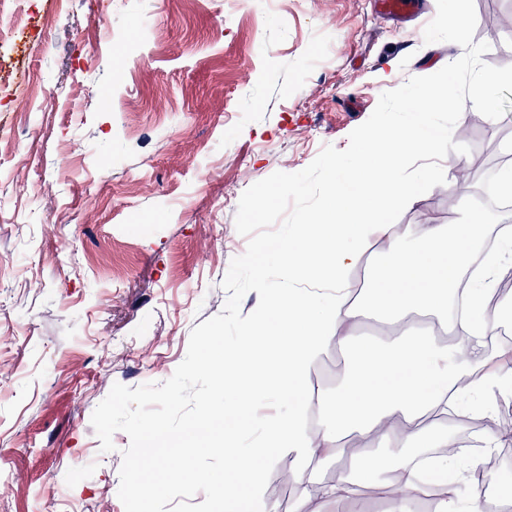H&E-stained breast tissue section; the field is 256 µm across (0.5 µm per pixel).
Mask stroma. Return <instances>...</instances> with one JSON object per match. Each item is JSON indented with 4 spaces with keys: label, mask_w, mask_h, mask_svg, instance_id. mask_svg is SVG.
Returning a JSON list of instances; mask_svg holds the SVG:
<instances>
[{
    "label": "stroma",
    "mask_w": 512,
    "mask_h": 512,
    "mask_svg": "<svg viewBox=\"0 0 512 512\" xmlns=\"http://www.w3.org/2000/svg\"><path fill=\"white\" fill-rule=\"evenodd\" d=\"M420 2L394 20L377 0H17L24 38L0 45L29 82L0 103V512H124L129 438L101 452L93 411L113 384L169 379L191 330L222 312L247 188L345 149L381 93L461 57L425 43L436 0ZM474 2L483 61L512 65V27L494 20L512 0ZM496 95L487 122L432 117L481 197L512 145V82ZM414 162L440 172L390 223H462L456 171ZM480 463L499 512L512 447ZM258 468L264 500L294 512L301 482L282 494L281 464Z\"/></svg>",
    "instance_id": "1"
}]
</instances>
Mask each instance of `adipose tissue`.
I'll return each instance as SVG.
<instances>
[{
  "label": "adipose tissue",
  "instance_id": "adipose-tissue-1",
  "mask_svg": "<svg viewBox=\"0 0 512 512\" xmlns=\"http://www.w3.org/2000/svg\"><path fill=\"white\" fill-rule=\"evenodd\" d=\"M479 81L483 91L467 99L447 83L429 87L418 109L427 115L454 112L463 125L482 121L497 98L488 89L492 77ZM444 136L430 123L419 134L394 125L370 131L364 142L371 152H383L384 162L356 178L349 177L343 157L329 158L324 169L335 204L332 214L310 216L277 247L290 289L269 285L265 268L255 267L264 304L224 354V408L239 414L250 409L259 394L250 363L269 358L275 370L268 393L286 408L263 423L262 439L250 448L242 447L237 424L218 420L230 466L229 478L218 489L224 512H274L257 489L256 464L271 449L302 481L314 480L323 463L340 468L336 481L321 483L313 495L316 512H345L364 475L394 512H409L410 504L433 494L438 497L435 512H487L481 492L472 488L463 495L457 488L466 479L461 453L444 454L424 480L417 474L418 451L426 436L444 425L449 401H456L458 414L467 415L466 400L474 394L479 409L489 414L496 391L512 386L511 369L478 380L465 372L488 362L481 338L498 316L487 312L484 301L507 269L495 252L480 265L472 263L486 224L478 209H470L463 223L428 219L409 234L386 219L396 205L421 202L422 188L437 171L423 167L407 176L402 164L412 154L441 149ZM373 249L382 260L372 267L360 295L351 297L346 274ZM370 308L398 323L414 314L431 317L448 331L452 345L441 346L425 332L402 334L383 349L361 345L355 331ZM288 326L293 329L289 335L284 332ZM331 349L350 354V369L336 390L314 393L310 377ZM353 433L368 439L369 447H347ZM392 445L399 454L383 455V448Z\"/></svg>",
  "mask_w": 512,
  "mask_h": 512
}]
</instances>
